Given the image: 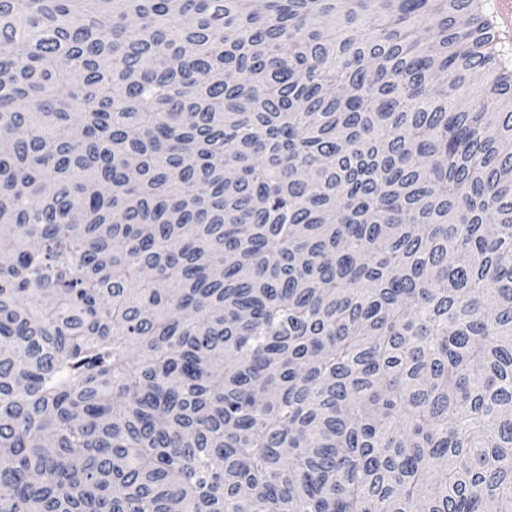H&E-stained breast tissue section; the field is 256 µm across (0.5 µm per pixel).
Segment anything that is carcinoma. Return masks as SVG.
Wrapping results in <instances>:
<instances>
[{"label": "carcinoma", "instance_id": "1", "mask_svg": "<svg viewBox=\"0 0 512 512\" xmlns=\"http://www.w3.org/2000/svg\"><path fill=\"white\" fill-rule=\"evenodd\" d=\"M0 512H512L480 0H0Z\"/></svg>", "mask_w": 512, "mask_h": 512}]
</instances>
